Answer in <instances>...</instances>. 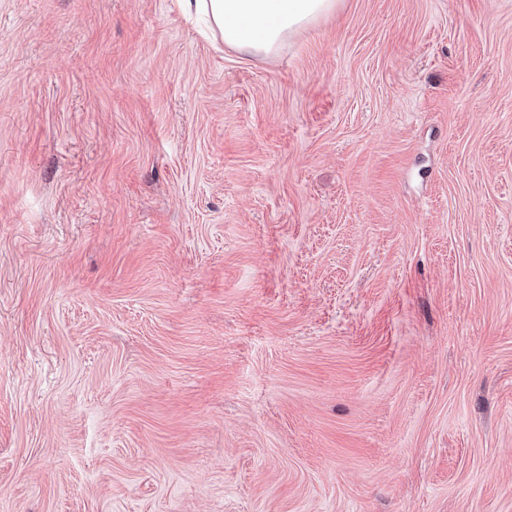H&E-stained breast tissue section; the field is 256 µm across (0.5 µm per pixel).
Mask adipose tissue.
Listing matches in <instances>:
<instances>
[{"label":"adipose tissue","instance_id":"obj_1","mask_svg":"<svg viewBox=\"0 0 512 512\" xmlns=\"http://www.w3.org/2000/svg\"><path fill=\"white\" fill-rule=\"evenodd\" d=\"M180 12L202 18L226 46L270 54L297 28L332 11L336 0H176Z\"/></svg>","mask_w":512,"mask_h":512}]
</instances>
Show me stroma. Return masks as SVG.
I'll return each instance as SVG.
<instances>
[{"instance_id": "1", "label": "stroma", "mask_w": 512, "mask_h": 512, "mask_svg": "<svg viewBox=\"0 0 512 512\" xmlns=\"http://www.w3.org/2000/svg\"><path fill=\"white\" fill-rule=\"evenodd\" d=\"M0 512H512V0H0ZM180 12L199 16L226 46L271 54L297 28L332 11L336 0H176Z\"/></svg>"}]
</instances>
